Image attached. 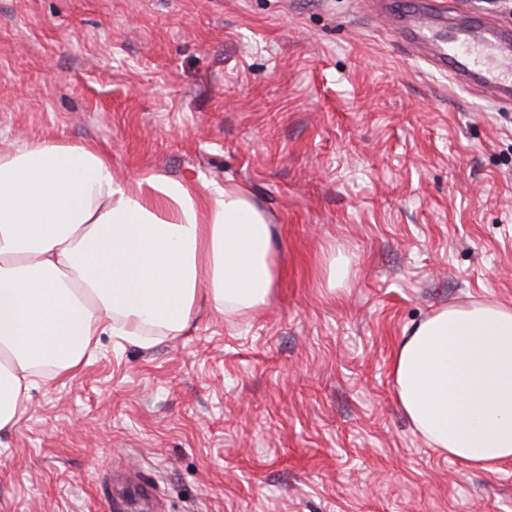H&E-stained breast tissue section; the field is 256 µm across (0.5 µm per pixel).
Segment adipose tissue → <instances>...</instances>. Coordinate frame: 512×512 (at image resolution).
Here are the masks:
<instances>
[{"label":"adipose tissue","instance_id":"adipose-tissue-1","mask_svg":"<svg viewBox=\"0 0 512 512\" xmlns=\"http://www.w3.org/2000/svg\"><path fill=\"white\" fill-rule=\"evenodd\" d=\"M278 277L271 224L243 188L118 180L88 145L0 150V437L33 390L78 375L102 334L148 346L188 328L202 301L246 316ZM391 373L429 447L481 470L512 463V302L436 310L404 330Z\"/></svg>","mask_w":512,"mask_h":512}]
</instances>
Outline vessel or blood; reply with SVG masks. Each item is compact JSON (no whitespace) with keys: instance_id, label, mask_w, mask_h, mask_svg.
Here are the masks:
<instances>
[{"instance_id":"1","label":"vessel or blood","mask_w":512,"mask_h":512,"mask_svg":"<svg viewBox=\"0 0 512 512\" xmlns=\"http://www.w3.org/2000/svg\"><path fill=\"white\" fill-rule=\"evenodd\" d=\"M399 24L430 65L447 72L456 85L489 92L500 104L512 103V31L483 18L449 26L443 37L434 16L417 10L401 15Z\"/></svg>"}]
</instances>
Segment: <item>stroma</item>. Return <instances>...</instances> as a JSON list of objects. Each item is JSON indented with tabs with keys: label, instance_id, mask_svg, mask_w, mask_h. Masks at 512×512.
Masks as SVG:
<instances>
[{
	"label": "stroma",
	"instance_id": "35a3bbf8",
	"mask_svg": "<svg viewBox=\"0 0 512 512\" xmlns=\"http://www.w3.org/2000/svg\"><path fill=\"white\" fill-rule=\"evenodd\" d=\"M46 139L245 188L282 276L34 391L0 512H512V466L430 448L391 374L406 327L512 301V105L363 0H0V147ZM349 264V259L342 254L336 255L335 252L330 255L327 266L328 288L336 290V286L340 285L346 277Z\"/></svg>",
	"mask_w": 512,
	"mask_h": 512
}]
</instances>
